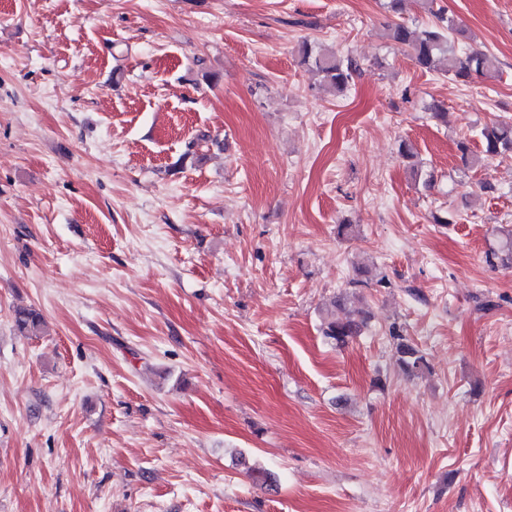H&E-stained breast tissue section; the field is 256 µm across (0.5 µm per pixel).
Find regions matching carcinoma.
<instances>
[{"label":"carcinoma","mask_w":512,"mask_h":512,"mask_svg":"<svg viewBox=\"0 0 512 512\" xmlns=\"http://www.w3.org/2000/svg\"><path fill=\"white\" fill-rule=\"evenodd\" d=\"M435 0H422V5L437 18V22L420 30H411L406 25L394 23L387 25L385 37L395 44L407 49L415 64L425 71H441L449 76L467 80L474 76L493 78L498 73L497 60L482 51L471 50L457 53L451 47L450 36L461 35L454 20L444 16L440 10H434ZM303 60L311 63L323 83L334 91H345L353 81L356 66L349 58L336 55L334 52L321 53L308 45L302 47ZM479 136L484 145V154H474L468 145L461 141L458 149L465 165L474 168L482 166L487 157L512 156V124L507 122L493 123L482 127ZM486 262L496 268H512V233H506L505 239L497 248L490 249L485 255ZM346 296L341 295L331 302L332 309L326 311L322 325L323 335L343 346L349 339L360 335L364 320L351 317L338 318L336 310L343 309ZM15 324L21 331L33 335L39 333L42 325L41 316L30 309H19L15 312ZM396 352L403 370L414 374L425 367L423 355L412 345L400 341Z\"/></svg>","instance_id":"1"}]
</instances>
